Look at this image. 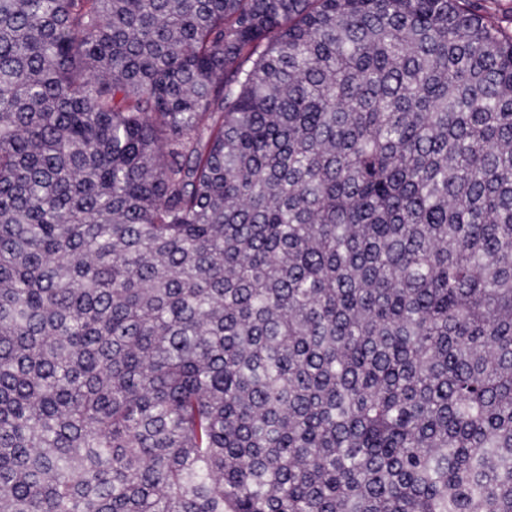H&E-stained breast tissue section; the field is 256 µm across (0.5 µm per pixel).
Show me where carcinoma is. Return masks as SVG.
<instances>
[{
	"mask_svg": "<svg viewBox=\"0 0 512 512\" xmlns=\"http://www.w3.org/2000/svg\"><path fill=\"white\" fill-rule=\"evenodd\" d=\"M0 512H512V35L0 0Z\"/></svg>",
	"mask_w": 512,
	"mask_h": 512,
	"instance_id": "cac0c4a2",
	"label": "carcinoma"
}]
</instances>
